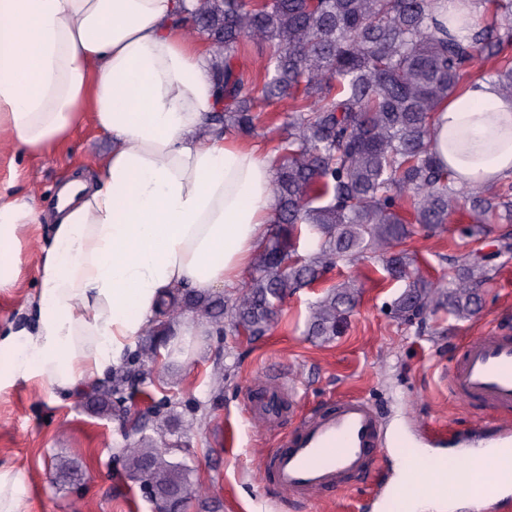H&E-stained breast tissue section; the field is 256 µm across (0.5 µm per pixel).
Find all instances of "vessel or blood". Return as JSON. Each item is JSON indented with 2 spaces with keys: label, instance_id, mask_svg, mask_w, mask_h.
<instances>
[{
  "label": "vessel or blood",
  "instance_id": "b4317fda",
  "mask_svg": "<svg viewBox=\"0 0 512 512\" xmlns=\"http://www.w3.org/2000/svg\"><path fill=\"white\" fill-rule=\"evenodd\" d=\"M448 393L492 412L497 435L475 438V445L511 447L512 423L495 412L512 410V332L486 330L467 340L449 368ZM280 397V387H269L248 410L272 416ZM380 446L375 408L361 398L340 399L299 417L281 447L266 456L263 477L292 497L312 500L370 472Z\"/></svg>",
  "mask_w": 512,
  "mask_h": 512
}]
</instances>
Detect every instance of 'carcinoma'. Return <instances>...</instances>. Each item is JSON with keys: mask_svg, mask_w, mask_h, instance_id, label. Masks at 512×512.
<instances>
[{"mask_svg": "<svg viewBox=\"0 0 512 512\" xmlns=\"http://www.w3.org/2000/svg\"><path fill=\"white\" fill-rule=\"evenodd\" d=\"M490 19L460 40L433 11V0H202L190 28L214 49L219 107L211 128L251 137L265 124L283 130L266 155L273 167L274 220L258 251L249 281L231 297L181 292L160 304L155 323L114 372L96 387L98 405L122 399L139 366H178L195 342L176 336L189 313L210 327L261 336L288 294L311 285L342 260L372 255L406 291L393 302L397 318L411 322L446 308L459 319L479 307L492 280L484 257L472 252L450 281L425 275L400 248L410 237L399 205L413 206V221L426 228L448 223L465 205L469 238L488 221L512 224V184L467 187L440 164L430 143L438 107L462 88L477 57H500L495 78L512 95V0H492ZM266 45L262 84L246 78L234 59L242 43ZM288 99V112L259 108ZM358 288L347 280L311 305L307 333L336 336L352 312ZM116 454L134 479L160 495L192 483V469L175 451L184 434L155 438L146 423L134 428Z\"/></svg>", "mask_w": 512, "mask_h": 512, "instance_id": "obj_1", "label": "carcinoma"}]
</instances>
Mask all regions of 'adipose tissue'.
Here are the masks:
<instances>
[{
    "instance_id": "adipose-tissue-1",
    "label": "adipose tissue",
    "mask_w": 512,
    "mask_h": 512,
    "mask_svg": "<svg viewBox=\"0 0 512 512\" xmlns=\"http://www.w3.org/2000/svg\"><path fill=\"white\" fill-rule=\"evenodd\" d=\"M197 5L0 0V141L40 157L87 115L112 141L95 179L58 193L30 324L0 337V388L37 378L74 393L119 364L163 299L236 288L267 238L272 167L254 145L208 129L213 56L183 22ZM431 144L458 182L512 173V97L473 80L440 105ZM41 221L37 199L0 180V289L18 284L17 245ZM495 454L405 462L398 497L408 512H460L473 503L461 487L512 479V458Z\"/></svg>"
}]
</instances>
